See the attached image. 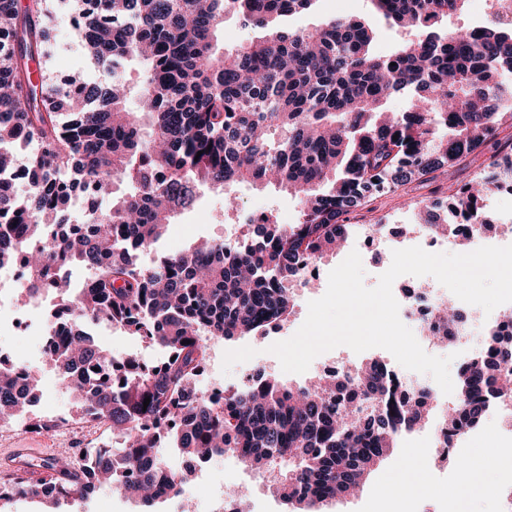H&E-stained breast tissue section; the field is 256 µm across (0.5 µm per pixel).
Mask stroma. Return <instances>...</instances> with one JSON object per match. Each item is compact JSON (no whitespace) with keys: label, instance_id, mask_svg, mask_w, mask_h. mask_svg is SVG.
I'll return each mask as SVG.
<instances>
[{"label":"stroma","instance_id":"35a3bbf8","mask_svg":"<svg viewBox=\"0 0 512 512\" xmlns=\"http://www.w3.org/2000/svg\"><path fill=\"white\" fill-rule=\"evenodd\" d=\"M72 13L71 0H60L51 23L53 32L50 69L56 76L92 84L101 78L105 67L91 62L82 51L70 26ZM340 16L357 17L371 25L376 31L373 50L379 55L388 54L401 43L415 37L413 30L391 27L376 13L371 0H316L310 10L292 16L288 25L293 29L306 28ZM501 152L502 149L497 143H487L458 166L439 170L426 182L411 183L404 187L400 195L374 199L367 206L351 214L350 219L356 224L383 222L404 226L419 223L420 213L426 208L430 209L432 218H444L445 209L435 205L436 200L442 199L444 190L449 185H462L476 179L480 175L483 161ZM234 194L240 208L246 211L260 210L272 216L278 224L285 226L296 223L299 219L301 205L294 195L272 187L258 190L247 184L239 185ZM238 229V224L228 218L224 211L223 194L203 189L198 194L195 206L174 218L158 250L162 253L181 251L202 238L221 240L233 237ZM347 255V250L343 249L322 259V275L317 287L296 290L292 312L287 320L281 322L279 333H258L224 342V362L205 372L200 384L201 390L207 392L216 386L235 385L252 370L276 377L283 383L295 387L306 384L311 378L310 373L283 372L277 357L268 353L267 348L274 342L288 339L296 333L307 317L309 301L324 295L329 272ZM28 318L37 330L36 335L19 338L0 335V349L9 351L14 361L37 371L41 395V401L36 408L37 414L62 413L69 416L70 425L62 432L46 429L40 432L17 431L0 434V451L19 444L27 448H44L53 452L56 458L80 463L85 450L110 438L112 431L107 427L87 428L85 421L75 418L72 394L62 385L54 369L46 365L41 354L40 333L45 329L47 312L43 309H32L28 312ZM100 341L119 354H138L141 365L147 369L159 365L163 360L160 350L147 346L139 337L120 329L103 332ZM405 467V462L400 460L398 454L389 455L371 474L368 484L360 494L333 502L329 512H375L374 492L378 481ZM196 472L195 479L187 488L188 495L194 500L219 491L227 483L246 489L252 488L256 483L254 470L227 456L197 463Z\"/></svg>","mask_w":512,"mask_h":512}]
</instances>
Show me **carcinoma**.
Wrapping results in <instances>:
<instances>
[{
	"label": "carcinoma",
	"mask_w": 512,
	"mask_h": 512,
	"mask_svg": "<svg viewBox=\"0 0 512 512\" xmlns=\"http://www.w3.org/2000/svg\"><path fill=\"white\" fill-rule=\"evenodd\" d=\"M93 2L78 41L91 60L114 69L128 59L144 64L138 112L125 109L131 89L108 73L85 94L47 67L55 0H0V145H40L27 158L25 195L0 184V270L18 261L17 240L36 245L21 302L45 290L59 299L50 329H62L63 339L49 363L76 393L81 418L109 422L121 442L93 471L55 461L48 480L0 484V501L22 496L54 506L108 486L124 497L141 493L142 512H152L159 500L182 498L192 476L159 457L167 445L200 462L232 452L256 471L276 469L272 489L286 512H324L393 452L399 429L425 425L427 409L396 398L378 360L357 368L353 382L324 376L295 388L262 375L247 391L206 396L189 386L206 361L202 337L230 340L286 320L301 269L348 240L350 214L456 166L512 127V22L492 17L445 30L438 23L466 0H372L391 25L420 30L381 57L371 51L373 28L356 18L279 27L314 0ZM228 14L266 34L219 51L216 33ZM35 58L38 84L29 68ZM407 89V111H379ZM72 180L100 201L115 185L130 190L89 223L50 236L47 226L77 200ZM240 183L300 195L299 223L264 218L230 261L224 244L202 241L141 266L140 255L200 187L228 193L234 211L229 192ZM497 188L491 175L463 195L448 189L446 219L430 226L450 232L462 214L491 232L483 202ZM70 266L95 272L87 287L61 276ZM103 324L164 351L166 361L145 370L131 357L116 373L112 350L94 336ZM511 362L512 336H488L462 366L448 419L479 422L512 396ZM39 396L26 367L0 361L1 423L24 417Z\"/></svg>",
	"instance_id": "1"
}]
</instances>
